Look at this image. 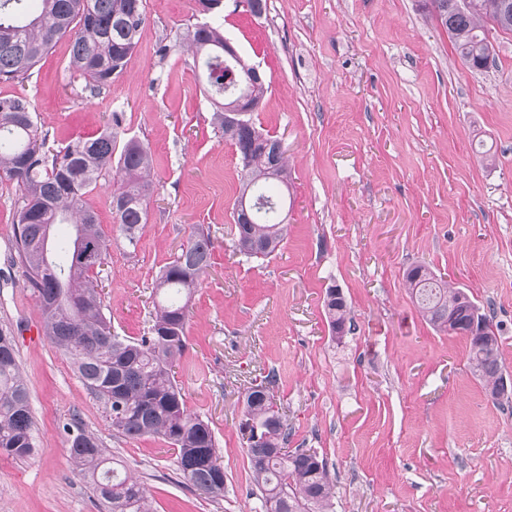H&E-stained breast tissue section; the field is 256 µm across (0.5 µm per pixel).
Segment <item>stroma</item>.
<instances>
[{"label":"stroma","instance_id":"stroma-1","mask_svg":"<svg viewBox=\"0 0 512 512\" xmlns=\"http://www.w3.org/2000/svg\"><path fill=\"white\" fill-rule=\"evenodd\" d=\"M429 0H224L225 36L269 90L252 119L286 150L289 232L273 257L234 246V146L184 37L198 0H146L137 50L101 94L60 39L20 84L51 149L111 127L151 148L157 186L136 248L112 219V176L87 203L112 245L97 273L118 336L151 324L153 288L196 227L212 265L190 302L175 368L188 408L224 459V495H200L169 444L113 434L43 316L15 252L19 191L0 181V329L16 338L37 447L0 455V512H108L74 476L65 423L94 433L140 480L154 512H260L238 424L245 395L274 376L288 445L336 477V512H512V397L492 403L468 369L465 336L433 329L404 284L424 264L492 307L512 380V32L490 30L496 62L469 68ZM351 309L334 339L327 288Z\"/></svg>","mask_w":512,"mask_h":512}]
</instances>
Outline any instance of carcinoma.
Wrapping results in <instances>:
<instances>
[{
  "mask_svg": "<svg viewBox=\"0 0 512 512\" xmlns=\"http://www.w3.org/2000/svg\"><path fill=\"white\" fill-rule=\"evenodd\" d=\"M500 2L472 0L470 9L461 10L453 0H431L437 22L448 31L461 59L476 68L479 62L494 59L485 25L498 24ZM144 22L143 0H0V83L25 78L60 38L72 32L69 66L96 95L123 71ZM500 30L511 32L512 21ZM189 48L194 68L215 95L224 98L213 102L212 124L238 154L239 197L250 201L263 194L273 196L271 183L286 187L290 181L285 159L270 174L278 139L249 116L230 131L224 112V106L240 95L228 72L244 82L253 102L263 101L265 80L248 78L250 64L243 58L224 59V33L216 25L195 26ZM46 138L25 97L0 95V180L15 182L20 191L14 220L16 252L42 310L45 334L72 357L83 385L103 403L113 432L132 439H163L174 449L183 478L199 494L222 496L223 456L209 424L188 410L174 377L186 347L192 293L211 267V236L195 231L159 270L158 300L148 335L131 340L112 334L93 277L95 263L84 257L90 249L104 261L110 243L84 196L103 175L114 172V223L128 244L136 246L155 190L150 147L130 139L115 153L116 138L108 125L94 138L69 142L64 154L50 159L43 154ZM249 216L242 221L233 215L236 248L251 258L273 256L287 235V215L259 208ZM56 224L74 225V239L61 261L54 259L50 239V228ZM405 281L420 313L434 328L468 338L469 368L487 397L499 402L504 374L494 314L465 290L438 280L422 264L409 267ZM324 310L332 331L351 321L344 297L330 289ZM278 413L272 378L248 390L239 428L243 432L250 425L257 431L247 438V458L261 510L334 512L335 477L315 449L288 450V429L281 421L270 422ZM75 429L69 448L74 473L90 482L112 512H152L140 481L118 473L98 437L78 424ZM35 448L30 395L14 339L0 330V455L26 458Z\"/></svg>",
  "mask_w": 512,
  "mask_h": 512,
  "instance_id": "obj_1",
  "label": "carcinoma"
}]
</instances>
